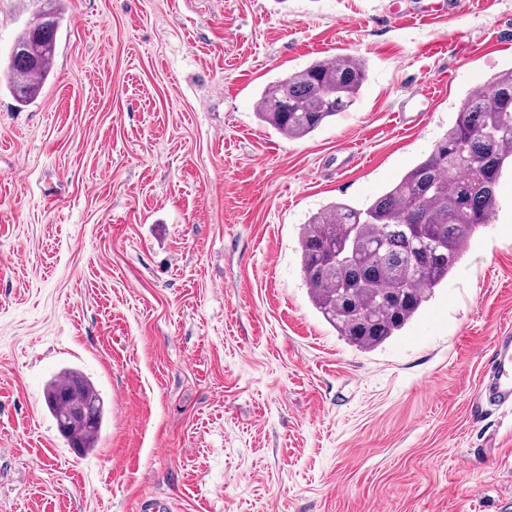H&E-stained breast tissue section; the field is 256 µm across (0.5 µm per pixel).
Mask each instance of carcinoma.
<instances>
[{"label": "carcinoma", "mask_w": 512, "mask_h": 512, "mask_svg": "<svg viewBox=\"0 0 512 512\" xmlns=\"http://www.w3.org/2000/svg\"><path fill=\"white\" fill-rule=\"evenodd\" d=\"M47 0L22 30L5 75L15 100L36 99L52 71L61 13ZM367 79L365 61L345 54L315 61L268 85L255 115L290 140L347 111ZM471 91L431 153L389 190L359 208L336 202L301 225V271L311 301L349 343L372 351L398 335L490 223L496 185L512 170V68ZM46 407L73 448L96 447L104 401L82 374L49 382Z\"/></svg>", "instance_id": "1"}]
</instances>
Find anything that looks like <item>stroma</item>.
<instances>
[{"label": "stroma", "mask_w": 512, "mask_h": 512, "mask_svg": "<svg viewBox=\"0 0 512 512\" xmlns=\"http://www.w3.org/2000/svg\"><path fill=\"white\" fill-rule=\"evenodd\" d=\"M62 0L52 73L0 72V512H512V408L482 405L512 332V174L448 280L364 352L314 309L299 227L426 157L512 67V0ZM43 0H0V69ZM368 63L301 140L255 115L318 60ZM430 94L415 124L409 87ZM105 404L69 448L62 369ZM74 387L80 390L85 399L93 403L94 419L90 424H75L71 427H62L61 418L65 415L67 407L57 396L67 388ZM57 400L54 403L52 397ZM46 407L54 419L61 435L68 445L73 448H95L101 436L104 424V401L95 386L82 374L74 370H65L61 376L49 382L44 394Z\"/></svg>", "instance_id": "1"}]
</instances>
